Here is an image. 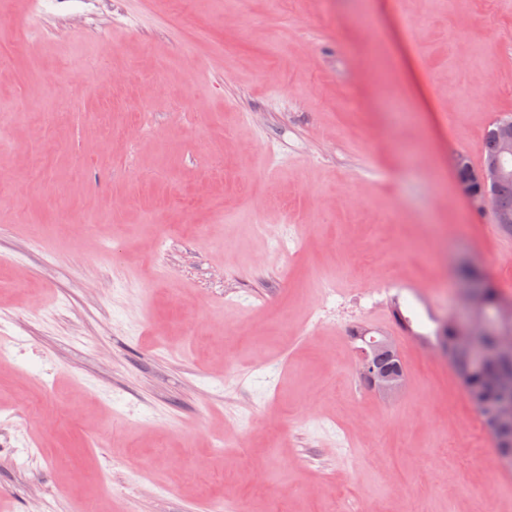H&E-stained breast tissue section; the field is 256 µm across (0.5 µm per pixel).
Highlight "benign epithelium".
Returning a JSON list of instances; mask_svg holds the SVG:
<instances>
[{
	"label": "benign epithelium",
	"mask_w": 512,
	"mask_h": 512,
	"mask_svg": "<svg viewBox=\"0 0 512 512\" xmlns=\"http://www.w3.org/2000/svg\"><path fill=\"white\" fill-rule=\"evenodd\" d=\"M512 139L504 140L502 155L488 160L479 170H470L463 156L455 159L454 174L473 207L483 210L490 208L497 224H512V211L501 210L494 206L491 190L502 181L512 178ZM461 308L467 317L453 318L461 338L459 351L470 355L477 363L494 358L501 368L493 376V384L508 398L512 397V339L503 335L501 329L482 325L478 321L481 308V295L477 287L468 280L454 284ZM394 357V348L389 336H373L367 347L358 357L359 375L362 381L378 394L392 398L400 395L404 388V375L383 363V359ZM512 403L505 402L489 419L491 437L507 446L512 443V427L508 425L507 408Z\"/></svg>",
	"instance_id": "benign-epithelium-1"
}]
</instances>
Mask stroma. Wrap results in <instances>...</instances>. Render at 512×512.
Here are the masks:
<instances>
[{"instance_id": "35a3bbf8", "label": "stroma", "mask_w": 512, "mask_h": 512, "mask_svg": "<svg viewBox=\"0 0 512 512\" xmlns=\"http://www.w3.org/2000/svg\"><path fill=\"white\" fill-rule=\"evenodd\" d=\"M81 10L0 0V512H512L419 338L459 260L512 299V236L453 172L512 115V0H121L76 38ZM76 65L101 79L27 118ZM73 210L99 256L55 236ZM354 325L392 338L398 398L357 386Z\"/></svg>"}]
</instances>
